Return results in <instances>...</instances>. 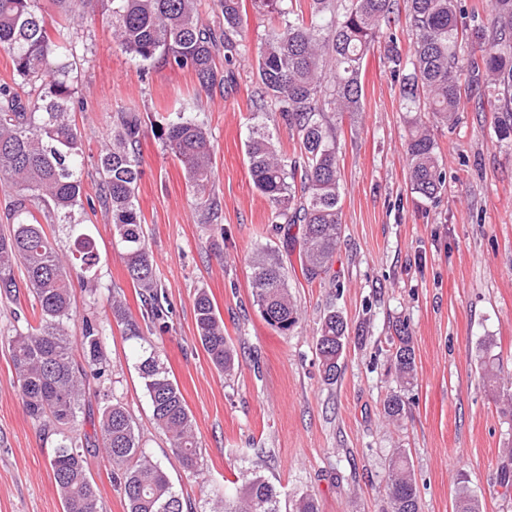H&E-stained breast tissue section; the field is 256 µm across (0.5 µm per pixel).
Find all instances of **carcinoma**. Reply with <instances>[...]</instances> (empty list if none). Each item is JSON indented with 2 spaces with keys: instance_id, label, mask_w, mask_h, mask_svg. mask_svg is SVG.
<instances>
[{
  "instance_id": "cac0c4a2",
  "label": "carcinoma",
  "mask_w": 512,
  "mask_h": 512,
  "mask_svg": "<svg viewBox=\"0 0 512 512\" xmlns=\"http://www.w3.org/2000/svg\"><path fill=\"white\" fill-rule=\"evenodd\" d=\"M49 15L40 0H0V48L12 62V77L0 81V184L12 189L9 224L0 230V297L16 300L21 289L33 298L37 325L7 337L18 389L28 417L57 436L49 465L64 512H103L86 470L88 439L70 435L82 408L89 379L104 375L103 329L84 321L85 363L74 361L67 322L74 314L70 271L83 283L98 276L100 256L84 232L87 212L110 215L113 239L127 273L141 297L142 319L163 332L169 308L159 286L148 246L145 218L137 204L141 175V139L145 126L159 131L163 144L181 164L194 189L205 224L220 218L211 192L214 143L196 112L179 109L145 118L128 109L112 116V138L97 161L94 196H84L85 132L74 119L83 108L77 80V43L73 31L96 9L105 14L112 38L140 65L164 64L188 70L199 89L224 84L216 63L218 44L231 66L240 55L235 39L243 25L242 0H219L224 39L202 26L199 0H51ZM257 9L277 15L255 60L259 111L249 116L245 153L251 181L266 198L272 222L296 226L307 275L330 272L341 243L342 186L339 143L333 119L361 111L362 69L376 40L386 39L385 58L400 80L401 110L408 114L409 182L413 192L434 199L446 185L437 146L421 113L430 112L448 127L476 88L492 92L501 113L500 131H512V0H490V18L474 15L472 24L461 0H406V15L415 40L411 54H401L396 21L397 0H253ZM480 45L481 60L470 63L461 81L460 49L464 41ZM280 117L297 135L300 155L289 157L269 130ZM63 224L74 248L66 251L44 225ZM252 295L264 321L286 333L300 321L288 287V272L275 250L257 248L250 257ZM112 321L125 334L143 339L138 321L122 298L112 297ZM198 339L214 367L230 375L235 351L224 334V320L209 293L194 297ZM393 361L402 383L412 384L415 357L407 330L397 336ZM347 323L328 311L318 329L316 349L323 378L336 382L346 348ZM138 369L153 417L171 440L182 468H198V441L185 400L155 352L141 346ZM402 396L384 402L387 419L404 413ZM102 450L123 485L128 512H183V502L168 475L140 444L132 420L118 402L98 410ZM390 512H419L418 491L406 454L388 464ZM219 512H280L279 494L257 476L216 501ZM455 512H480L478 499L461 485Z\"/></svg>"
}]
</instances>
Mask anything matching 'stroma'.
<instances>
[{
    "label": "stroma",
    "mask_w": 512,
    "mask_h": 512,
    "mask_svg": "<svg viewBox=\"0 0 512 512\" xmlns=\"http://www.w3.org/2000/svg\"><path fill=\"white\" fill-rule=\"evenodd\" d=\"M241 55L231 80L200 91L190 71L156 67L139 72L96 15L79 31L76 113L96 164L121 108L141 114L184 105L200 112L215 141L213 191L221 227L201 212L180 163L155 131L141 141L137 199L145 217L156 273L173 307L169 329L149 332L194 419L200 468L184 472L152 416L137 367L138 340L120 326L104 341L103 381H91L75 435L93 434L105 399L131 416L145 451L168 473L184 512H213L218 489L262 476L283 504L312 496L319 512H385L389 460L405 452L419 492L420 512H453L457 486L467 485L481 512H512V439L505 412L482 378L491 351L512 376V134L495 114L466 103L455 127L425 115L443 160L446 187L435 200L410 189L400 82L376 42L364 69L356 119L336 122L342 173L343 228L331 274L312 279L300 261L299 234L276 229L266 199L254 188L245 156L248 116L256 88V53L273 14L244 0ZM101 257L96 287L74 282L76 313L68 324L75 358H82L83 322L105 320L112 296L132 314L141 308L112 244V225L96 214L87 227ZM275 249L301 311L297 328L271 329L253 303L249 258ZM209 292L237 354L232 375L218 373L196 334L193 299ZM348 323V344L335 383L322 379L316 336L328 310ZM406 325L416 383L402 388L391 361L396 325ZM402 391L405 413L388 421L383 401ZM54 435L26 415L10 355L0 345V512H63L49 458ZM87 469L105 512H127L126 500L102 451Z\"/></svg>",
    "instance_id": "1"
}]
</instances>
